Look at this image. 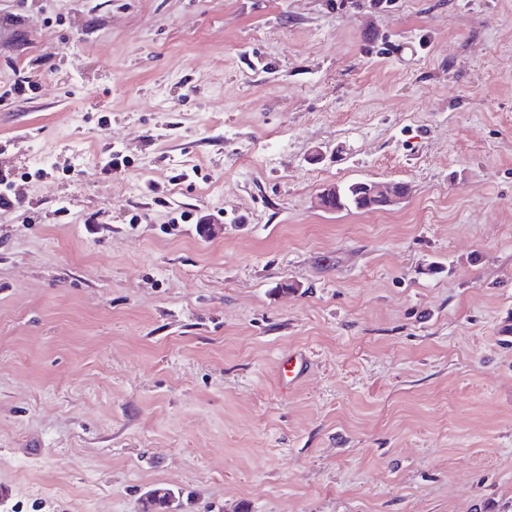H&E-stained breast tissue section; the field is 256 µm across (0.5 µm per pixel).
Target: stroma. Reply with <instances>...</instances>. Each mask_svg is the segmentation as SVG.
<instances>
[{
  "label": "stroma",
  "mask_w": 512,
  "mask_h": 512,
  "mask_svg": "<svg viewBox=\"0 0 512 512\" xmlns=\"http://www.w3.org/2000/svg\"><path fill=\"white\" fill-rule=\"evenodd\" d=\"M1 178L0 512H512V0H0ZM357 183L358 182H353L340 185L341 193L338 184L324 186L318 196L319 206L324 209L330 201L336 202V199L341 195L340 203L330 205L332 208L336 209V211L361 210L364 204L366 205L365 209L377 206L388 207L399 203L407 196L405 189L396 187L393 182L364 181L358 183V188L364 197L363 204L360 193L355 186ZM311 363L308 353L304 350H293L281 357V366L286 373L288 379L293 382L301 378Z\"/></svg>",
  "instance_id": "stroma-1"
}]
</instances>
